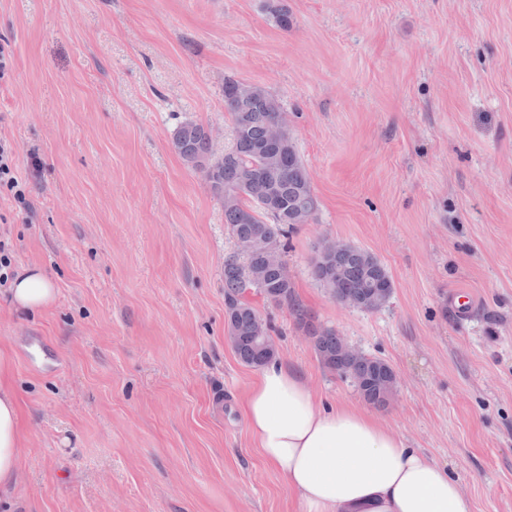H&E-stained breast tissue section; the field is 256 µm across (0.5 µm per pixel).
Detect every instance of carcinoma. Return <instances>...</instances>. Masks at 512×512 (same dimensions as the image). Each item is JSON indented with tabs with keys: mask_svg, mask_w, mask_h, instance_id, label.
<instances>
[{
	"mask_svg": "<svg viewBox=\"0 0 512 512\" xmlns=\"http://www.w3.org/2000/svg\"><path fill=\"white\" fill-rule=\"evenodd\" d=\"M232 83L231 79L224 82V111L233 124L232 148L215 154L207 128L196 122L179 127L174 147L187 163L196 159L215 162L205 179L215 194H229L233 198V204L224 206V223L234 238L254 241V250L249 255L233 253L224 259L226 323L232 334L239 337L233 346L235 354L243 364L254 368L276 356L275 346L263 350L254 338L258 312L249 296L259 295L266 302L291 311L296 324L305 329L324 368L341 378L355 377L363 399L376 408H384L392 395L384 391L380 382L394 375L390 365L367 354L358 360L349 359L345 338L318 323L295 299L282 254L288 234L314 215L317 199L303 180L306 166L293 140L279 148L268 147V128L282 109L281 103L261 86L255 87L251 97L240 98ZM334 267L339 288L361 301L391 287L381 262L352 245L336 255Z\"/></svg>",
	"mask_w": 512,
	"mask_h": 512,
	"instance_id": "carcinoma-1",
	"label": "carcinoma"
}]
</instances>
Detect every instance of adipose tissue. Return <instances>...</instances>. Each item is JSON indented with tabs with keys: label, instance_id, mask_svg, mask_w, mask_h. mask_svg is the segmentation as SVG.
I'll list each match as a JSON object with an SVG mask.
<instances>
[{
	"label": "adipose tissue",
	"instance_id": "adipose-tissue-1",
	"mask_svg": "<svg viewBox=\"0 0 512 512\" xmlns=\"http://www.w3.org/2000/svg\"><path fill=\"white\" fill-rule=\"evenodd\" d=\"M17 309L40 310L55 299L42 271L17 272ZM11 359L0 354V500L21 472L24 435ZM263 460L284 480L298 512H474L448 468L412 448L380 418L348 406L318 405L299 372L271 360L243 403Z\"/></svg>",
	"mask_w": 512,
	"mask_h": 512
}]
</instances>
